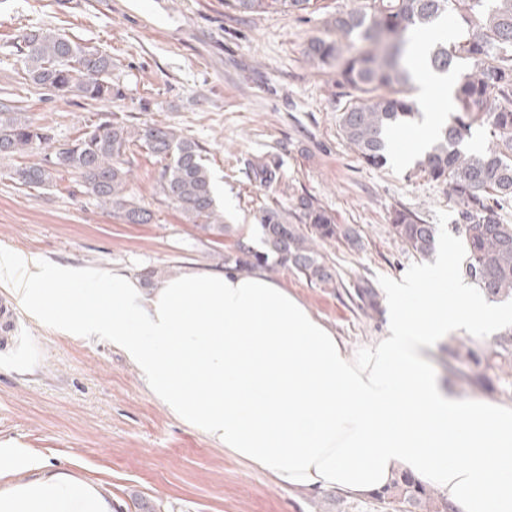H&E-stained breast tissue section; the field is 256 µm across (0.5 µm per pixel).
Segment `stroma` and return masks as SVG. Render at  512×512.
Returning a JSON list of instances; mask_svg holds the SVG:
<instances>
[{
  "label": "stroma",
  "mask_w": 512,
  "mask_h": 512,
  "mask_svg": "<svg viewBox=\"0 0 512 512\" xmlns=\"http://www.w3.org/2000/svg\"><path fill=\"white\" fill-rule=\"evenodd\" d=\"M352 0H319L314 12L276 10L244 15L224 0H0V98L17 100L26 116L50 127L54 145L85 126L119 117L134 126L175 129L206 150L215 197L232 237L213 240L194 228L159 192L163 164L145 149L128 154L127 191L150 211L147 224H125L89 195L78 173H57L51 186L14 182L15 167L40 155L0 157V244L76 265L120 268L138 277L182 269L221 272L237 242L259 246L260 205H293L311 195L351 242L325 244L338 285L318 288L279 267L267 273L335 330L352 351L375 346L384 313L358 309L349 292L360 278L378 293L417 270L447 263L444 282L460 278L461 246L452 233L456 207L445 185L421 172L407 140L380 169L361 164L338 134L340 102L331 74L304 48L331 39L336 11ZM53 30L110 54L112 79L124 96L109 102L56 96L25 80L13 39ZM263 156L275 165L272 186L254 181L245 162ZM406 207L438 228L434 254L423 259L394 237L390 214ZM488 348L490 338L463 330L431 345L430 368L464 400L512 405L487 370L491 386L472 389L443 363L444 348ZM0 441L92 481L108 491L116 512H379L374 498L333 490L306 495L278 486L237 463L177 421L155 401L137 371L107 341L61 336L17 315L8 344L0 343Z\"/></svg>",
  "instance_id": "stroma-1"
}]
</instances>
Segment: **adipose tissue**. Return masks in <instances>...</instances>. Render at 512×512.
Returning a JSON list of instances; mask_svg holds the SVG:
<instances>
[{
  "label": "adipose tissue",
  "mask_w": 512,
  "mask_h": 512,
  "mask_svg": "<svg viewBox=\"0 0 512 512\" xmlns=\"http://www.w3.org/2000/svg\"><path fill=\"white\" fill-rule=\"evenodd\" d=\"M0 288L64 336L107 338L152 398L286 488L363 497L395 471L456 512H512V407L465 402L424 353L448 329L491 334L512 310L423 269L387 291V329L349 354L261 271L176 272L143 287L123 270L56 262L0 244ZM0 512H114L111 495L0 445Z\"/></svg>",
  "instance_id": "ef3b65f1"
}]
</instances>
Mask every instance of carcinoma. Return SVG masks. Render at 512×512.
<instances>
[{
	"mask_svg": "<svg viewBox=\"0 0 512 512\" xmlns=\"http://www.w3.org/2000/svg\"><path fill=\"white\" fill-rule=\"evenodd\" d=\"M240 14L269 9L306 12L316 0H226ZM446 17L462 29L455 37L432 40L423 57L429 70L455 74L448 120L436 130L419 166L436 182L448 186L457 210L452 232L463 242L458 274L488 300H512V224L500 211L512 206V0H355L336 12L331 25L336 39H314L305 48L308 60L335 76L339 96L345 98L338 116V132L361 163L382 168L389 161L392 135L421 118L410 90L414 81L411 34L429 31ZM24 75L32 83L59 96L105 101L122 96L112 82V57L51 31H30L15 37ZM487 130L489 140L477 152L461 149L473 130ZM52 130L0 102V156L36 154L50 146ZM139 145L164 163L160 192L197 229L211 234L228 232L202 147L156 124L128 126L114 119L86 127L80 137L55 149L44 162L16 168L11 179L26 187H45L55 173L75 170L87 192L112 209L125 224H147L151 213L126 194L127 152ZM256 180L276 182V171L265 158L249 163ZM263 249L243 242L225 263L237 270L269 264L291 270L319 287H335L336 271L320 246L351 239L350 229L315 199L297 197L291 211L266 204L257 214ZM391 228L415 255H433L438 229L416 213L396 209ZM355 294L362 309L375 311L379 295L361 279ZM448 367L462 357L475 365L495 363L504 387L512 388V328L494 338L491 351L453 346ZM387 512L426 507L428 512H455L448 500L435 497L428 486L408 473L394 476L375 496Z\"/></svg>",
	"mask_w": 512,
	"mask_h": 512,
	"instance_id": "1",
	"label": "carcinoma"
}]
</instances>
